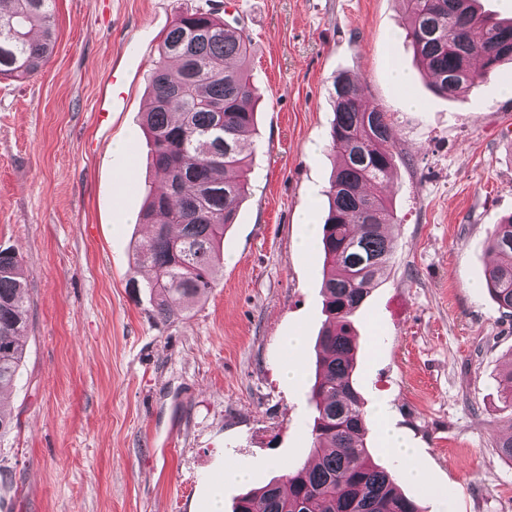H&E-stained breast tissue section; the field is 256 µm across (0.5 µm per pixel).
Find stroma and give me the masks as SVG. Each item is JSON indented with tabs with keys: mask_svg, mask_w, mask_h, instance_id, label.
Masks as SVG:
<instances>
[{
	"mask_svg": "<svg viewBox=\"0 0 512 512\" xmlns=\"http://www.w3.org/2000/svg\"><path fill=\"white\" fill-rule=\"evenodd\" d=\"M196 8L250 41L259 147L213 288L163 322L126 286L156 180L142 122L158 45ZM404 23L402 0H56L49 61L0 78V250L21 254L27 282L24 357L0 395V512H211L217 490L232 512L308 461L326 316L323 257L301 247L299 217L327 214L341 74L388 113L397 154L393 257L353 316L363 408L385 407L416 449L429 485L400 487L425 512H512V460L495 446L512 428L498 388L512 317L481 285L489 237L512 215V63L436 95ZM120 61L125 97L99 112ZM235 466L247 481L225 480Z\"/></svg>",
	"mask_w": 512,
	"mask_h": 512,
	"instance_id": "obj_1",
	"label": "stroma"
}]
</instances>
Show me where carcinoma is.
Masks as SVG:
<instances>
[{
  "label": "carcinoma",
  "mask_w": 512,
  "mask_h": 512,
  "mask_svg": "<svg viewBox=\"0 0 512 512\" xmlns=\"http://www.w3.org/2000/svg\"><path fill=\"white\" fill-rule=\"evenodd\" d=\"M410 40L436 93L452 96L512 61V24L476 12L475 0H403ZM54 0H0V77L36 74L55 44ZM149 76L152 101L144 132L163 187L147 193L141 221L153 230L135 248L130 288H147L168 320L213 288L222 267L220 241L248 191L244 175L255 132L256 87L245 77L249 41L243 30L200 9L180 13ZM329 147L344 157L330 181L322 227L323 309L311 400L313 462L283 481L240 495L233 512H424L367 448L352 316L387 272L394 210L385 187L395 165L386 113L369 109L361 83L334 80ZM494 261L487 291L512 313V216L488 241ZM22 256L0 252V393L12 386L23 358L26 283ZM152 272L146 282L136 277ZM512 410V367L499 377Z\"/></svg>",
  "instance_id": "1"
}]
</instances>
